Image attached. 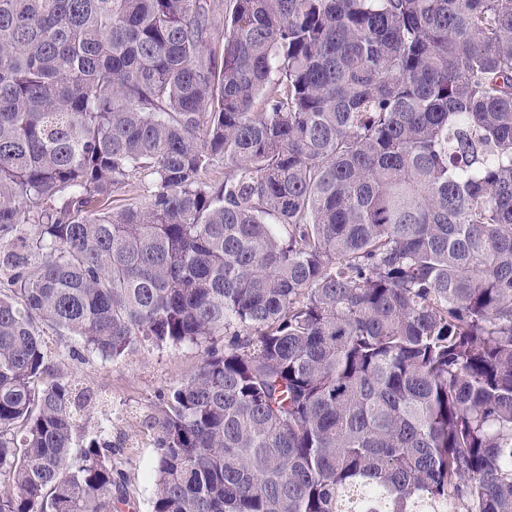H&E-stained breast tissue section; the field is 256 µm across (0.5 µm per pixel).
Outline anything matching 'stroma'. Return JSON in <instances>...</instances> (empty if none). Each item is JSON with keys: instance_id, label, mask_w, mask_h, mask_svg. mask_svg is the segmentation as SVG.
<instances>
[{"instance_id": "1", "label": "stroma", "mask_w": 512, "mask_h": 512, "mask_svg": "<svg viewBox=\"0 0 512 512\" xmlns=\"http://www.w3.org/2000/svg\"><path fill=\"white\" fill-rule=\"evenodd\" d=\"M60 355L68 375L92 393L91 420L111 418L112 438L123 445L122 467L130 494L125 512H151L156 450L143 420L158 392L175 386L199 366L201 352L141 347L117 362L104 363L73 355L65 345Z\"/></svg>"}]
</instances>
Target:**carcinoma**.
<instances>
[{"mask_svg": "<svg viewBox=\"0 0 512 512\" xmlns=\"http://www.w3.org/2000/svg\"><path fill=\"white\" fill-rule=\"evenodd\" d=\"M63 337L152 512H512V0H0V512L128 504ZM79 350L82 357H73ZM64 372L75 377L77 389L91 391L94 411L90 425L111 416L112 442L123 443L122 468L127 477L129 505L121 512H150L154 491L152 470L156 448L143 429V420L158 391H166L191 374L202 353L189 348H138L121 360L104 363L88 357L75 342L61 345Z\"/></svg>", "mask_w": 512, "mask_h": 512, "instance_id": "1", "label": "carcinoma"}]
</instances>
